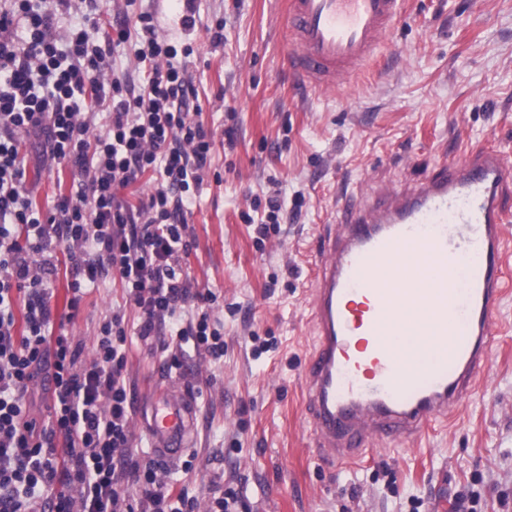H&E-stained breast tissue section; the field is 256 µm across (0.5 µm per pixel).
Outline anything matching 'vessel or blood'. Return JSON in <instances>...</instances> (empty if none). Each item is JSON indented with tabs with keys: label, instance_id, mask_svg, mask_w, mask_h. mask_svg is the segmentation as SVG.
Instances as JSON below:
<instances>
[{
	"label": "vessel or blood",
	"instance_id": "b4317fda",
	"mask_svg": "<svg viewBox=\"0 0 512 512\" xmlns=\"http://www.w3.org/2000/svg\"><path fill=\"white\" fill-rule=\"evenodd\" d=\"M406 0H286V62L308 89L345 88L377 68ZM512 168L492 146L374 205L330 233L312 282L315 345L306 394L322 456L354 464L380 441L408 442L447 421L486 368L506 292ZM411 329L427 358L398 355ZM153 454L184 455L196 403L161 387L138 411Z\"/></svg>",
	"mask_w": 512,
	"mask_h": 512
}]
</instances>
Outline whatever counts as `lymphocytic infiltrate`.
Masks as SVG:
<instances>
[{"mask_svg":"<svg viewBox=\"0 0 512 512\" xmlns=\"http://www.w3.org/2000/svg\"><path fill=\"white\" fill-rule=\"evenodd\" d=\"M69 2L0 7V512H197V499L163 479L161 461L142 464L129 451L123 310L106 316L92 359L81 362L79 345L51 320L56 266L45 253L65 245L75 273L64 321L86 288L114 273L142 338L167 335L177 350L220 362L218 296L193 290L182 263L191 248L184 208L210 166L214 135L197 119L176 46L150 14L135 12L136 0H124L115 36L89 12L61 45L52 25ZM18 25L24 37L9 38ZM127 43L142 66L137 82L111 62ZM89 98L108 110L94 136L82 110ZM26 144L69 163L77 183L45 214L26 188ZM144 179L153 192L131 202L125 189ZM36 382L52 401L44 424L25 404Z\"/></svg>","mask_w":512,"mask_h":512,"instance_id":"lymphocytic-infiltrate-1","label":"lymphocytic infiltrate"}]
</instances>
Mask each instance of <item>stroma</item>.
<instances>
[{
  "label": "stroma",
  "mask_w": 512,
  "mask_h": 512,
  "mask_svg": "<svg viewBox=\"0 0 512 512\" xmlns=\"http://www.w3.org/2000/svg\"><path fill=\"white\" fill-rule=\"evenodd\" d=\"M136 0L160 36L191 46L186 60L206 129L209 173L185 212L197 288L219 296L224 362L196 353L168 368L158 341L138 335L128 309L126 374L135 401L164 383L196 401L189 488L206 500L234 483L250 512H512V292L501 300L489 366L454 424L413 443L380 442L355 466L321 457L304 400L312 342L310 279L332 226L353 206L411 187L469 147L495 146L512 164V0H410L392 27L384 65L346 90L302 88L284 64L282 0ZM224 23L214 40L213 26ZM237 124L224 151L223 131ZM37 205L49 211L73 189L70 166L26 157ZM280 191L285 223L259 239L245 221L255 197ZM106 276L66 328L90 359L99 327L124 305Z\"/></svg>",
  "instance_id": "stroma-1"
}]
</instances>
